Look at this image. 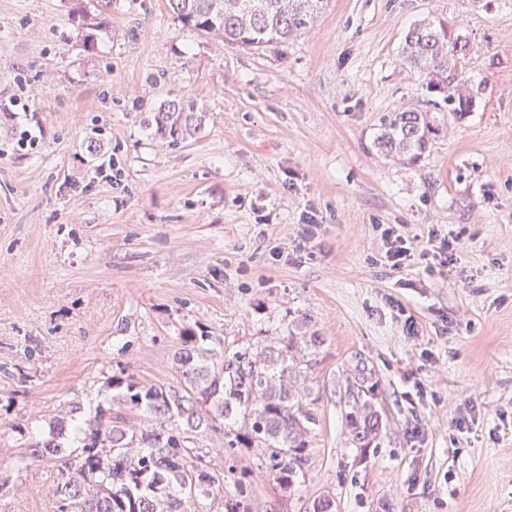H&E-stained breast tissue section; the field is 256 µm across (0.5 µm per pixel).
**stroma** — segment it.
Listing matches in <instances>:
<instances>
[{
  "instance_id": "obj_1",
  "label": "stroma",
  "mask_w": 512,
  "mask_h": 512,
  "mask_svg": "<svg viewBox=\"0 0 512 512\" xmlns=\"http://www.w3.org/2000/svg\"><path fill=\"white\" fill-rule=\"evenodd\" d=\"M437 15L485 86L461 119L400 55ZM173 104L191 127L160 134ZM405 108L429 126L411 163L375 144ZM385 224L412 246L398 270ZM297 310L324 338L305 483L199 441L250 512L326 493L336 512H512V0H327L259 50L169 0H0V512H59L29 445L65 403L143 427L113 378L176 381L184 331L245 347ZM359 367L386 426L371 448L347 440Z\"/></svg>"
}]
</instances>
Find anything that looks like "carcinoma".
I'll return each instance as SVG.
<instances>
[{"mask_svg": "<svg viewBox=\"0 0 512 512\" xmlns=\"http://www.w3.org/2000/svg\"><path fill=\"white\" fill-rule=\"evenodd\" d=\"M186 26L242 47L279 44L311 26L324 0H170ZM468 43L451 36L445 19H425L404 38L403 61L429 76L428 85L444 93L448 111L458 118L474 111L477 93L459 73ZM183 109L170 108L155 119L160 131L176 132ZM427 122L414 111L381 119L378 144L409 159L426 148ZM311 317L298 310L288 335L235 347L219 336L181 337L174 354L175 382L114 381L118 403L155 421L137 431L98 415L81 421L78 407L62 410L53 433L31 444L35 458L59 463L54 494L60 512H249L246 500L224 491V474L207 468L195 439L210 431L224 434V450L257 448L269 453L277 483L300 486L307 469L306 437L318 422L308 408L310 392L301 385L323 344L308 329ZM365 369L357 370L356 395L346 413L350 444L369 448L382 439L383 424L372 402ZM73 430L82 435L80 457L66 454L58 438ZM304 512H336L327 494Z\"/></svg>", "mask_w": 512, "mask_h": 512, "instance_id": "obj_1", "label": "carcinoma"}]
</instances>
